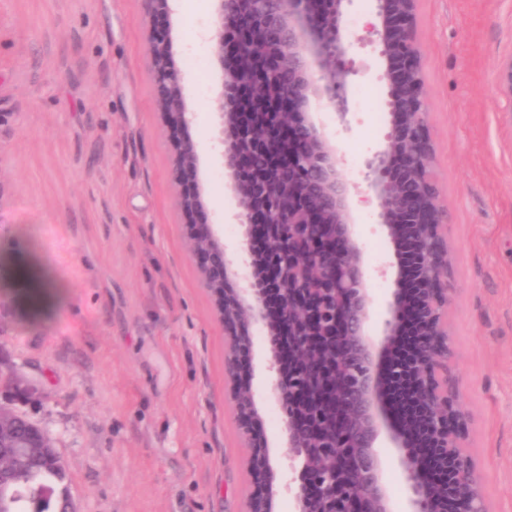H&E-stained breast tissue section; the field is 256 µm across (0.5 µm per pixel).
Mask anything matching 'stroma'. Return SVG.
<instances>
[{
    "label": "stroma",
    "mask_w": 512,
    "mask_h": 512,
    "mask_svg": "<svg viewBox=\"0 0 512 512\" xmlns=\"http://www.w3.org/2000/svg\"><path fill=\"white\" fill-rule=\"evenodd\" d=\"M215 0H175L198 180L229 253L242 228L210 151L221 67L206 39ZM371 0L346 17L351 129L314 110L351 185L372 311L394 288L393 249L362 178L387 130L385 63L364 36ZM141 0H0V376L35 394L0 406L48 432L76 512H246L251 490L226 337L187 247L172 141L155 108ZM433 175L450 217L451 375L487 512H512V0H418ZM197 58L198 68L186 66ZM34 264L61 299L41 309L17 271ZM251 374L272 459L284 426L258 343Z\"/></svg>",
    "instance_id": "35a3bbf8"
}]
</instances>
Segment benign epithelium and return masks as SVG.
Returning a JSON list of instances; mask_svg holds the SVG:
<instances>
[{
  "label": "benign epithelium",
  "instance_id": "7a95c632",
  "mask_svg": "<svg viewBox=\"0 0 512 512\" xmlns=\"http://www.w3.org/2000/svg\"><path fill=\"white\" fill-rule=\"evenodd\" d=\"M171 2L142 0L152 22L155 100L173 141L178 203L190 219L188 248L228 342L225 376L250 448L248 512H275L277 495L252 379L241 376L257 331L270 355L269 386L286 436L285 488L296 512H394L383 481L382 437L396 450L393 460L408 491L405 512H448L451 500L458 512H485L465 452L459 385L448 378L442 316L453 288L431 174L417 0H373L371 34L386 63L390 119L382 146L365 161L364 179L393 249L413 243L421 285L419 296L410 295L396 261L394 291L375 335L370 277L348 207L350 184L340 175L330 136L310 117L313 106L330 107L342 130H350L345 88L356 71L343 22L354 0H217L209 42L227 65L212 149L244 227L235 259L208 222L197 179L199 149L188 136L194 113L185 106V75L173 62L167 25ZM257 222L266 233L260 257L251 246ZM266 275L277 284L274 317L266 308ZM281 340L293 365L288 378ZM404 340L412 358L400 363L392 353ZM422 437L425 458L415 452ZM14 447L12 416L0 411V454Z\"/></svg>",
  "mask_w": 512,
  "mask_h": 512
}]
</instances>
